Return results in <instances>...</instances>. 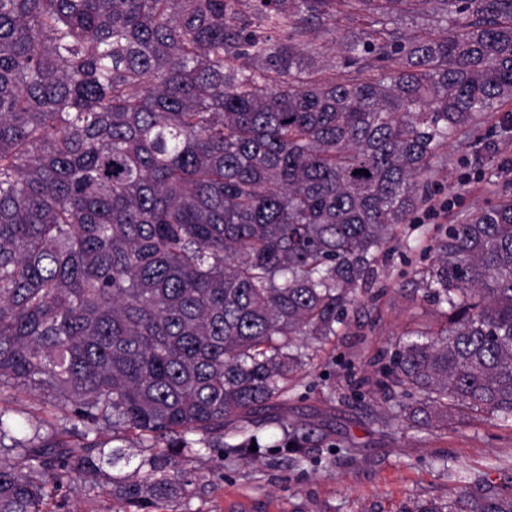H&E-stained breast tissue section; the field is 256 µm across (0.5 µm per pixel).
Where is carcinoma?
<instances>
[{
	"mask_svg": "<svg viewBox=\"0 0 512 512\" xmlns=\"http://www.w3.org/2000/svg\"><path fill=\"white\" fill-rule=\"evenodd\" d=\"M340 13L367 21L357 68L323 81L314 32ZM430 17L444 33L401 27ZM509 98L512 0H0V393H51L68 435L0 409V512H167L194 485L173 456L254 455L303 342L337 335L435 160ZM435 251L444 322L395 345L385 424L512 427V196ZM105 425L150 449L109 485ZM74 512H110L109 510H118L121 507L120 502L112 496L105 495L97 500L72 499L70 504Z\"/></svg>",
	"mask_w": 512,
	"mask_h": 512,
	"instance_id": "cac0c4a2",
	"label": "carcinoma"
}]
</instances>
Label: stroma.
Masks as SVG:
<instances>
[{"label":"stroma","mask_w":512,"mask_h":512,"mask_svg":"<svg viewBox=\"0 0 512 512\" xmlns=\"http://www.w3.org/2000/svg\"><path fill=\"white\" fill-rule=\"evenodd\" d=\"M447 153L434 165L426 202L379 259L378 299H362L338 336L312 345L310 364L274 412L309 433L307 447L283 456L274 446L282 430L269 425L259 430L256 456L203 450L179 458L195 484L175 512H409L456 497L464 481L475 493L491 485L512 494L511 429L489 420L396 430L384 423L393 399L369 384L378 359L407 331L439 320L418 275L432 264L436 237L497 194H512V100Z\"/></svg>","instance_id":"35a3bbf8"}]
</instances>
